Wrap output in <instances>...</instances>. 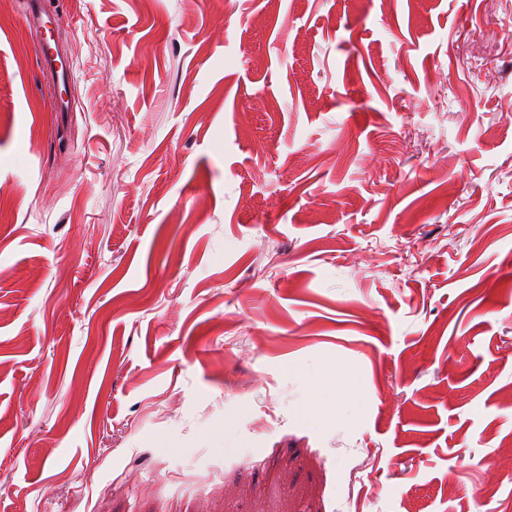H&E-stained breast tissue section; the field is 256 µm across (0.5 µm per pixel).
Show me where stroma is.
Wrapping results in <instances>:
<instances>
[{
  "label": "stroma",
  "mask_w": 512,
  "mask_h": 512,
  "mask_svg": "<svg viewBox=\"0 0 512 512\" xmlns=\"http://www.w3.org/2000/svg\"><path fill=\"white\" fill-rule=\"evenodd\" d=\"M0 0V512L512 497V0ZM39 55L44 70L50 71L58 80L63 83H69V94L74 96L75 82L73 77L70 79L69 68L63 63L56 45L51 46L48 37L42 38L39 43Z\"/></svg>",
  "instance_id": "35a3bbf8"
}]
</instances>
